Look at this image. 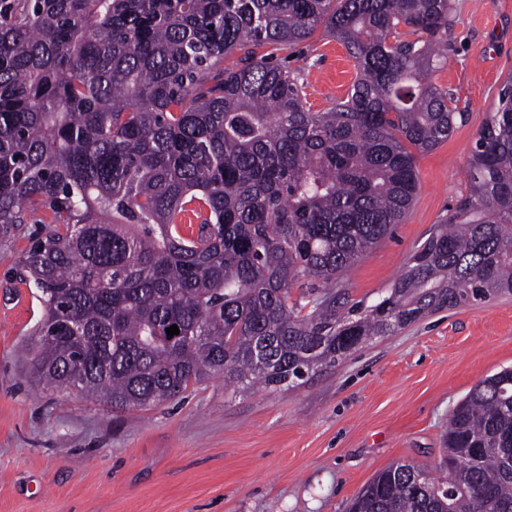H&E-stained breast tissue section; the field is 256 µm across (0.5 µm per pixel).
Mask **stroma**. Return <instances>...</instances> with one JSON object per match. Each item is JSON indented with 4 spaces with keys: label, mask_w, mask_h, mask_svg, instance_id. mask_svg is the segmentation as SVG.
I'll use <instances>...</instances> for the list:
<instances>
[{
    "label": "stroma",
    "mask_w": 512,
    "mask_h": 512,
    "mask_svg": "<svg viewBox=\"0 0 512 512\" xmlns=\"http://www.w3.org/2000/svg\"><path fill=\"white\" fill-rule=\"evenodd\" d=\"M448 60L433 72L464 118L416 152L418 190L401 224L344 276L373 303L469 192L471 151L512 75V0H451ZM312 111L345 97L357 68L317 28L275 51ZM0 245V512H345L391 463L438 469L448 415L512 366V295L439 311L373 340L291 390H241L215 376L181 398L117 409L34 380L45 308L17 276L29 236Z\"/></svg>",
    "instance_id": "35a3bbf8"
}]
</instances>
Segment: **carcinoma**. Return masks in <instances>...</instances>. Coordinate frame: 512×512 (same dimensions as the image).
Wrapping results in <instances>:
<instances>
[{
	"label": "carcinoma",
	"instance_id": "obj_1",
	"mask_svg": "<svg viewBox=\"0 0 512 512\" xmlns=\"http://www.w3.org/2000/svg\"><path fill=\"white\" fill-rule=\"evenodd\" d=\"M449 10L0 0V243L47 225L19 263L46 307L32 376L114 408L156 406L213 375L290 389L428 313L511 295V77L469 159V194L372 304L338 291L411 207L408 146L437 147L463 118L430 79ZM320 26L358 72L314 112L257 49ZM193 202L199 236L185 240L175 215ZM308 279L324 290L306 312L289 297ZM443 468L386 467L349 512H512V368L452 409Z\"/></svg>",
	"mask_w": 512,
	"mask_h": 512
}]
</instances>
